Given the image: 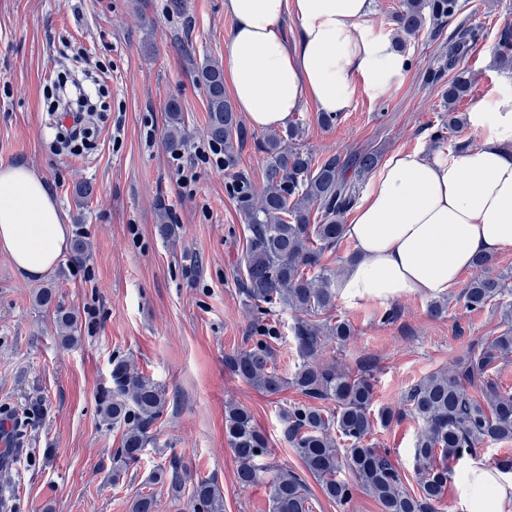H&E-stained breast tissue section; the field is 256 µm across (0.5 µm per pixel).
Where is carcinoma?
Here are the masks:
<instances>
[{
  "label": "carcinoma",
  "mask_w": 512,
  "mask_h": 512,
  "mask_svg": "<svg viewBox=\"0 0 512 512\" xmlns=\"http://www.w3.org/2000/svg\"><path fill=\"white\" fill-rule=\"evenodd\" d=\"M461 10L460 0H403L396 13L395 46L406 52L407 42L426 29L441 32ZM482 36L473 26L448 35L446 50L424 73L426 82H443L448 119L431 133L435 141L464 123L455 104L466 97L473 78L463 67ZM496 58L501 69L512 70V25L498 32ZM196 81L206 95L205 134L224 150V169L238 165L248 140L264 154V187L258 191L244 174L225 183V191L248 224L244 305L249 317L247 345L229 358L233 373L267 396L288 386L300 393L280 411L281 434L304 472L319 483L322 493L337 503L350 501L362 490L381 506V512H445L448 461L471 454L485 442H512V392L491 378L496 362L512 356V302L504 300L507 275L494 272L496 257L481 255L476 274L463 289L465 306L482 310L492 305L508 327L494 336L473 340L452 367L431 372L411 385L398 408L372 409L373 374L369 363L350 370L325 351L343 349L354 337L351 324L336 319V271L325 254L343 242L341 219L355 206L360 186L378 166L380 152L367 148L346 154L317 156L301 144L303 130L295 123L286 134L248 132L224 89V67L206 58L196 68ZM165 146L178 152L185 143L180 102L166 105ZM291 311L290 326L299 363L292 377L281 374L274 361L280 330L273 316ZM56 325L65 344L78 340V319L56 310ZM166 405L165 390L139 372L126 357L112 361V386L98 396L102 420L122 429L121 445L112 455V480L138 463L155 440L154 429ZM409 417L419 424L414 442L418 490L409 491L390 456L376 448L379 427ZM224 432L236 461V482L251 487L264 478L262 459L270 441L252 414L234 403L226 406ZM28 436L27 411L15 409L14 447L0 454V507H13L11 473L23 455ZM342 439L344 448L337 446ZM151 481L167 487L174 500L189 497L192 512H224L216 482L188 483L187 466L173 457L153 471ZM270 512H310L308 486L297 473L281 469L270 483Z\"/></svg>",
  "instance_id": "obj_1"
}]
</instances>
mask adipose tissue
<instances>
[{"label": "adipose tissue", "instance_id": "ef3b65f1", "mask_svg": "<svg viewBox=\"0 0 512 512\" xmlns=\"http://www.w3.org/2000/svg\"><path fill=\"white\" fill-rule=\"evenodd\" d=\"M224 9L235 20L225 73L238 110L261 129L286 126L307 102L346 112L358 88L385 95L410 65L376 32L372 0H224ZM468 123L475 145L401 148L369 176L344 226L354 257L336 288L348 307L444 296L477 256L512 249V91L476 105ZM68 247L43 177L0 163V253L24 278L40 279ZM456 512H512V465L464 456Z\"/></svg>", "mask_w": 512, "mask_h": 512}]
</instances>
